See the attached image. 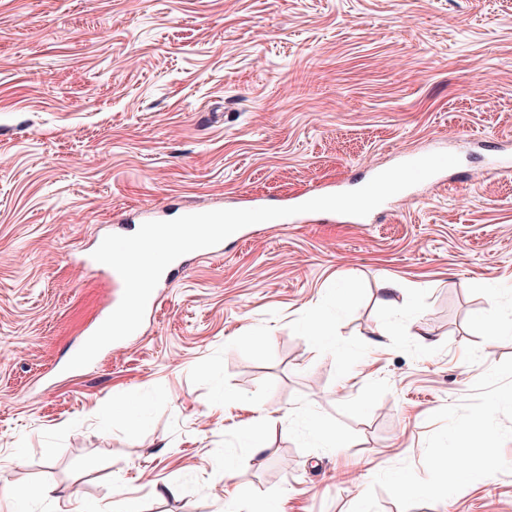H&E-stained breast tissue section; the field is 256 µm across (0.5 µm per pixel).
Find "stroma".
Listing matches in <instances>:
<instances>
[{
	"mask_svg": "<svg viewBox=\"0 0 512 512\" xmlns=\"http://www.w3.org/2000/svg\"><path fill=\"white\" fill-rule=\"evenodd\" d=\"M436 147L460 165L370 231L250 225L68 369L110 311L89 258L145 211L284 203ZM497 149L512 0H0V512H350L386 468L425 475L430 415L512 358ZM411 512H512V471Z\"/></svg>",
	"mask_w": 512,
	"mask_h": 512,
	"instance_id": "stroma-1",
	"label": "stroma"
}]
</instances>
